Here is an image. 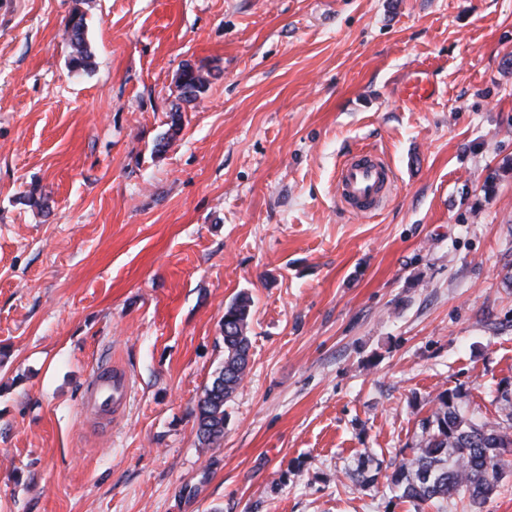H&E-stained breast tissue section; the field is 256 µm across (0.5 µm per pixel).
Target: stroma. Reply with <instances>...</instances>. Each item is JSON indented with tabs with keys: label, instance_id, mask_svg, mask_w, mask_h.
<instances>
[{
	"label": "stroma",
	"instance_id": "stroma-1",
	"mask_svg": "<svg viewBox=\"0 0 512 512\" xmlns=\"http://www.w3.org/2000/svg\"><path fill=\"white\" fill-rule=\"evenodd\" d=\"M367 147L396 189L360 217L336 171ZM103 363L132 394L95 423ZM510 384L512 0H0V512H417L358 458L410 457L449 388L495 418ZM68 40L72 48L69 67L72 72L88 71L93 65L84 15L74 12L67 24ZM207 77L201 71V68H194L191 65H185L179 76L180 95L187 104L196 102L206 90ZM251 299L240 295L224 310V364L197 406L199 440L214 445L224 438V405L244 380L249 365L246 335Z\"/></svg>",
	"mask_w": 512,
	"mask_h": 512
}]
</instances>
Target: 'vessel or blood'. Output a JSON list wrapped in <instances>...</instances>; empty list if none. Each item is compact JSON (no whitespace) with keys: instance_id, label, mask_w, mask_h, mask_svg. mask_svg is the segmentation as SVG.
<instances>
[{"instance_id":"vessel-or-blood-1","label":"vessel or blood","mask_w":512,"mask_h":512,"mask_svg":"<svg viewBox=\"0 0 512 512\" xmlns=\"http://www.w3.org/2000/svg\"><path fill=\"white\" fill-rule=\"evenodd\" d=\"M393 185V172L376 152L361 150L349 155L336 176V194L341 207L355 215H369L387 202ZM131 392L128 371L102 365L86 388L88 409L95 413L120 412Z\"/></svg>"}]
</instances>
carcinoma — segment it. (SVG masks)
I'll return each instance as SVG.
<instances>
[{
	"label": "carcinoma",
	"mask_w": 512,
	"mask_h": 512,
	"mask_svg": "<svg viewBox=\"0 0 512 512\" xmlns=\"http://www.w3.org/2000/svg\"><path fill=\"white\" fill-rule=\"evenodd\" d=\"M72 53L70 70L85 72L93 65L84 15L75 12L67 24ZM201 69L185 65L179 76L180 95L190 104L206 90ZM251 299L241 295L224 310V364L197 406L198 435L210 446L224 438V405L244 380L249 365L250 340L246 335ZM457 388L441 392L431 413L420 420L421 434L412 456L385 475L398 499L418 508L424 504L468 497L485 503L512 468V393L500 396L498 415L476 420L463 413Z\"/></svg>",
	"instance_id": "obj_1"
}]
</instances>
